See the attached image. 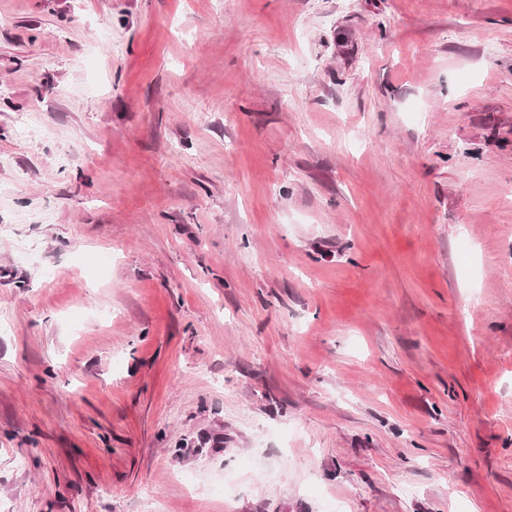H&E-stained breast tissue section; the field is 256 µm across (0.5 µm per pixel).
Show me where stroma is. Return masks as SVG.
Wrapping results in <instances>:
<instances>
[{"instance_id":"1","label":"stroma","mask_w":512,"mask_h":512,"mask_svg":"<svg viewBox=\"0 0 512 512\" xmlns=\"http://www.w3.org/2000/svg\"><path fill=\"white\" fill-rule=\"evenodd\" d=\"M0 185V512H512V0H0Z\"/></svg>"}]
</instances>
